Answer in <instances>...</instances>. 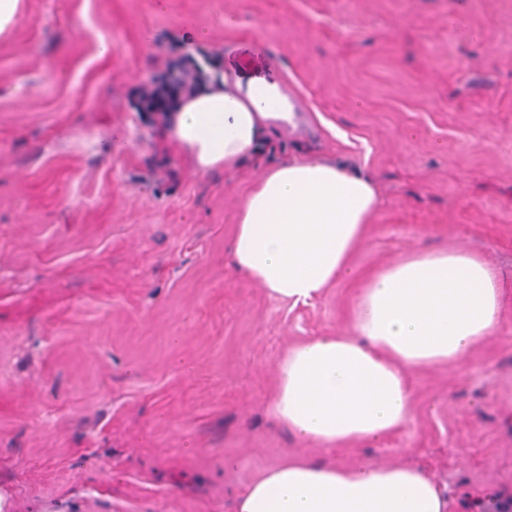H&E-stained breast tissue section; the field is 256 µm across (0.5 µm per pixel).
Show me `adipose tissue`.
I'll return each mask as SVG.
<instances>
[{"label": "adipose tissue", "instance_id": "ef3b65f1", "mask_svg": "<svg viewBox=\"0 0 512 512\" xmlns=\"http://www.w3.org/2000/svg\"><path fill=\"white\" fill-rule=\"evenodd\" d=\"M268 82L206 83L166 118L203 172L229 170L286 119ZM383 204L374 181L334 163L296 158L266 170L239 209L235 269L273 297L305 303L346 277ZM498 286L465 251L423 250L368 278L346 334L316 336L275 362V418L323 448L378 440L412 415L407 372L460 361L498 332ZM433 480L407 466L350 467L293 459L266 471L238 512H447Z\"/></svg>", "mask_w": 512, "mask_h": 512}]
</instances>
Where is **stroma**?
Wrapping results in <instances>:
<instances>
[{"label":"stroma","instance_id":"obj_1","mask_svg":"<svg viewBox=\"0 0 512 512\" xmlns=\"http://www.w3.org/2000/svg\"><path fill=\"white\" fill-rule=\"evenodd\" d=\"M176 44L293 90L301 124L197 171L138 100ZM297 157L385 204L351 274L294 306L230 247ZM421 249L489 264L498 334L410 373L412 419L378 441L288 432L275 360L345 332L366 277ZM362 455L427 471L448 512H512V0H22L0 36V512H236L285 460Z\"/></svg>","mask_w":512,"mask_h":512}]
</instances>
